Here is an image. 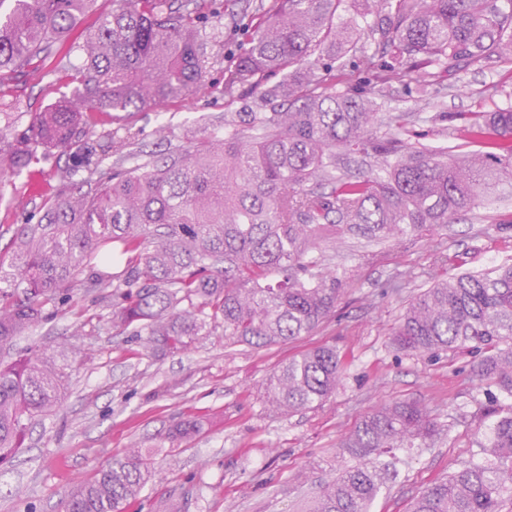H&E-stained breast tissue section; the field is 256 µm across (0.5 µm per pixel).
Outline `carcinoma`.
<instances>
[{
  "instance_id": "obj_1",
  "label": "carcinoma",
  "mask_w": 512,
  "mask_h": 512,
  "mask_svg": "<svg viewBox=\"0 0 512 512\" xmlns=\"http://www.w3.org/2000/svg\"><path fill=\"white\" fill-rule=\"evenodd\" d=\"M96 0H0V83L73 51L70 92L7 137L0 160L14 173L54 151L72 164L66 185L35 224L17 232L16 261L0 265V340L45 320L47 306L85 288L112 289V327L146 336L163 352L186 350L217 319L224 335L264 347L309 335L342 292L320 245L347 234L399 243L445 228L512 184V107L471 112L459 129L479 149L462 154L412 141L405 118L379 111L396 84L437 89L442 78L486 61L512 63V0H271L234 15L249 47L229 60L224 95L249 87L269 111L226 112L187 150L152 161L131 151L122 113L190 97L208 85L200 27L221 21L213 0H113L112 11L71 41ZM279 79L270 84L273 76ZM105 133L92 162L90 134ZM377 168L351 174L343 157ZM114 242L121 274L95 269ZM417 353L478 354L475 375L493 386L480 422L490 459L424 488L409 512H503L512 502V264L441 280L416 294L392 331ZM343 361L330 345L288 359L267 382L271 402L296 412L321 405L341 386ZM63 374L42 353L0 366V464L28 425L59 406ZM438 434L431 411L395 401L365 415L339 444L359 460L333 473L306 512H371L396 448ZM151 471L137 451L115 458L62 501L63 512H125Z\"/></svg>"
}]
</instances>
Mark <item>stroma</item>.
Instances as JSON below:
<instances>
[{
    "instance_id": "stroma-1",
    "label": "stroma",
    "mask_w": 512,
    "mask_h": 512,
    "mask_svg": "<svg viewBox=\"0 0 512 512\" xmlns=\"http://www.w3.org/2000/svg\"><path fill=\"white\" fill-rule=\"evenodd\" d=\"M208 87L159 108L131 113L135 149L157 156L192 146L216 118L239 111L223 94L230 56L245 37L232 16L208 38ZM69 87L56 64L0 86V113H15L14 134L25 133ZM384 110L409 115L416 142L458 147L459 114L512 103V67L487 62L444 80L437 95L387 90ZM68 155L0 179V259L10 260L18 225L36 222L63 187ZM512 195L496 194L447 230L392 245L348 237L323 255L343 282L336 311L309 336L254 348L225 337L223 325L190 349L154 353L143 338L113 330L98 292L72 288L69 304L46 308L47 318L25 335L0 341V363L41 351L63 369V399L35 421L12 461L0 467V512H59V504L97 470L137 447L153 478L126 512H303L320 482L346 465L338 445L372 410L398 400L429 407L439 432L430 447L402 448L395 482L371 512H409L436 478L488 460L483 414L485 385L473 355L436 356L397 349L391 332L409 300L435 280L464 271L512 264ZM335 345L346 365L343 386L321 406L286 413L272 407L265 382L292 356ZM184 419L201 430L170 436Z\"/></svg>"
}]
</instances>
